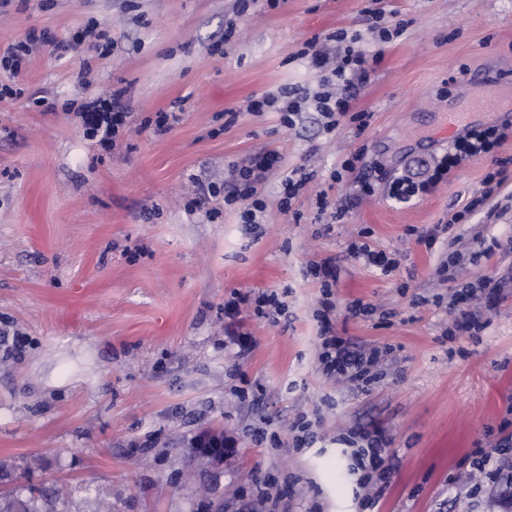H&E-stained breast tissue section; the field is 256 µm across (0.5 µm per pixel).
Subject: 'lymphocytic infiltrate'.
Segmentation results:
<instances>
[{"instance_id":"lymphocytic-infiltrate-1","label":"lymphocytic infiltrate","mask_w":512,"mask_h":512,"mask_svg":"<svg viewBox=\"0 0 512 512\" xmlns=\"http://www.w3.org/2000/svg\"><path fill=\"white\" fill-rule=\"evenodd\" d=\"M363 28L339 30L329 36H313L301 51L318 75L320 92L308 94L296 88H282L250 98L246 111L261 115L277 113L281 124L291 127L300 118L307 102H314L317 112L324 119L327 130H334L342 122L354 126L355 137H362L370 125L371 115L355 112L351 103L369 80L372 64L383 56L385 46L403 31L404 22L389 23L381 10L368 7L362 12ZM124 90H113L107 97H96L82 104L77 118L87 138L98 140L104 146H114L128 117L123 102ZM512 136V123L498 121L481 123L465 134L453 137L448 149L432 161L423 163L419 172L402 171L389 175L381 162L368 155L366 148L350 153L340 168L331 174L332 181L342 180L344 175L359 173L358 198L330 201L319 196L316 205L319 214H330L332 219H343L358 205L359 198L371 197L376 192L398 203H407L429 195L447 183L450 173L470 159L494 154ZM281 157L274 151H258L249 155L242 163L234 165L223 187L207 186L209 197H223L225 205L239 206L243 223H258L266 210L263 200L257 198V186L267 175L280 167ZM307 276L321 286L323 310L318 313L320 323V350L318 359L328 375L344 377L352 381L364 380L369 369L378 358V351L355 350L349 342L334 332L326 309L332 308V288L338 278L335 259L327 258L309 265ZM500 282L482 279L478 283L458 289L448 303L452 317V335H474L481 330L466 302L485 294H496ZM363 445L353 453L352 473L358 474L361 482H369L373 476H384L392 468L384 449L387 439L382 432L362 430L357 434Z\"/></svg>"}]
</instances>
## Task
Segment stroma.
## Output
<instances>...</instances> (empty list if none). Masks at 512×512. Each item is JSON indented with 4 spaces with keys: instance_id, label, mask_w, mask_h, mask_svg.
I'll use <instances>...</instances> for the list:
<instances>
[{
    "instance_id": "1",
    "label": "stroma",
    "mask_w": 512,
    "mask_h": 512,
    "mask_svg": "<svg viewBox=\"0 0 512 512\" xmlns=\"http://www.w3.org/2000/svg\"><path fill=\"white\" fill-rule=\"evenodd\" d=\"M9 0L0 7V49L47 34L19 74L0 69V496L41 488L50 512H506L503 474H470L478 447L512 443V250L462 260L453 279L438 272L447 242L429 249L409 228L450 223L462 252L512 237V175L486 188L490 159L452 172L424 198L362 199L343 220L318 216L316 199L356 195L354 176L330 174L367 147L386 169L440 155L447 136L435 115L466 109L474 92L496 121L512 106V0H380L407 26L352 103L372 113L362 139L348 123L326 130L307 109L294 127L274 113L246 112L255 95L315 89L301 58L314 35L361 26L366 0ZM232 37H225L227 25ZM89 30L81 45L75 33ZM106 31L114 46L98 50ZM126 89L130 124L113 148L88 139L73 115L99 94ZM240 116L225 127L224 113ZM180 113L164 134L147 126ZM273 149L279 172L259 185L274 200L283 175L314 177L295 214L269 210L257 232L214 201L190 209L201 186L220 185L232 164ZM484 196L465 221L453 214ZM397 255L391 275L347 255L350 242ZM332 257L340 266L330 319L337 335L377 349L378 379L357 387L326 375L318 361V283L304 275ZM503 284L494 307L475 301L485 322L475 337H449L445 307L457 285ZM277 291L287 323L241 308L239 295ZM362 301L371 317H351ZM249 349L241 351L238 333ZM320 419L315 441L293 443L292 422ZM380 429L394 462L364 489L345 443ZM277 434L274 448L259 429ZM231 441L224 461L189 460L203 434ZM195 481L183 483L186 466Z\"/></svg>"
}]
</instances>
